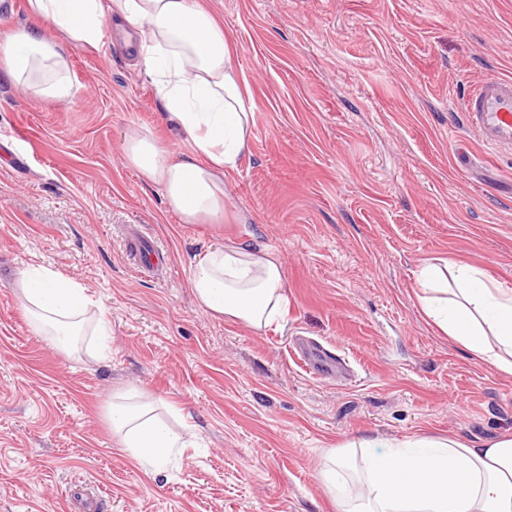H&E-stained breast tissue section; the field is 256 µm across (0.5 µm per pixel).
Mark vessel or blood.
I'll use <instances>...</instances> for the list:
<instances>
[{"instance_id":"vessel-or-blood-1","label":"vessel or blood","mask_w":512,"mask_h":512,"mask_svg":"<svg viewBox=\"0 0 512 512\" xmlns=\"http://www.w3.org/2000/svg\"><path fill=\"white\" fill-rule=\"evenodd\" d=\"M467 125L493 151H512V80L487 77L468 91L463 99ZM136 262L148 268H159L167 263L152 242L139 238L134 250ZM305 367L320 374L332 375L338 362L323 350L312 347L301 354Z\"/></svg>"}]
</instances>
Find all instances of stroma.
Masks as SVG:
<instances>
[{"instance_id":"obj_1","label":"stroma","mask_w":512,"mask_h":512,"mask_svg":"<svg viewBox=\"0 0 512 512\" xmlns=\"http://www.w3.org/2000/svg\"><path fill=\"white\" fill-rule=\"evenodd\" d=\"M206 2L255 121L223 223H181L124 163L134 129L171 156L188 148L135 49H71V102L0 73V512H336L323 449L512 433V374L474 362L415 296L434 258L512 287V155L462 111L484 77L512 78V0ZM132 227L167 251V271L134 265ZM227 237L283 265L288 311L264 333L213 316L189 288L195 257ZM38 264L102 305L104 357L35 333L14 283ZM296 336L345 356L355 379L306 373ZM131 389L195 434L160 471L105 418Z\"/></svg>"}]
</instances>
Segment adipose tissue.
Masks as SVG:
<instances>
[{
  "instance_id": "adipose-tissue-1",
  "label": "adipose tissue",
  "mask_w": 512,
  "mask_h": 512,
  "mask_svg": "<svg viewBox=\"0 0 512 512\" xmlns=\"http://www.w3.org/2000/svg\"><path fill=\"white\" fill-rule=\"evenodd\" d=\"M35 23L0 40V72L35 96L69 102L66 48L102 46L111 30L139 45L140 65L169 120L191 146L171 158L147 130L125 138V156L159 187L182 223L224 218L227 172L248 154L254 114L246 109L231 38L201 0H28ZM58 39H47L42 25ZM417 295L424 316L478 362L512 374V288L449 259L423 262ZM200 307L255 332L268 329L288 303L273 248L228 239L195 261L189 280ZM15 287L34 328L68 352L86 330L108 333L102 309L77 279L28 266ZM112 435L146 470L191 445L138 392L114 395ZM322 481L337 512H512V434L473 444L458 437L413 436L396 444L346 442L323 453Z\"/></svg>"
}]
</instances>
